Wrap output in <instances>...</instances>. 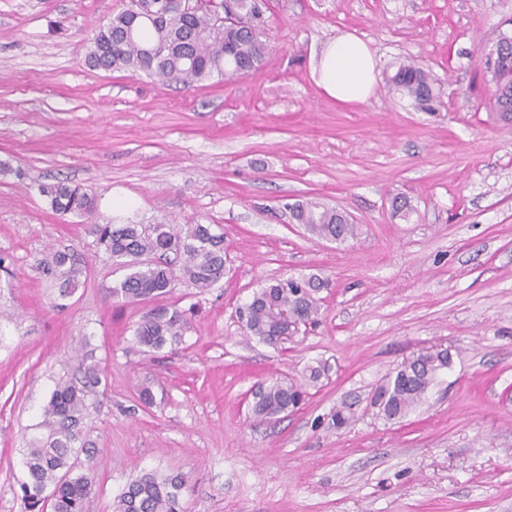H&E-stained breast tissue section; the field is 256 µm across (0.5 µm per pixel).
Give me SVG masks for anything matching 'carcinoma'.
Returning a JSON list of instances; mask_svg holds the SVG:
<instances>
[{
    "label": "carcinoma",
    "instance_id": "obj_1",
    "mask_svg": "<svg viewBox=\"0 0 512 512\" xmlns=\"http://www.w3.org/2000/svg\"><path fill=\"white\" fill-rule=\"evenodd\" d=\"M262 0H124L123 7L100 26L92 39L86 64L98 70H130L187 87L214 77L226 82L264 59L268 24ZM494 83L497 117L512 123V36L505 35L488 54ZM390 82L418 102L433 98L430 72L409 61L399 66ZM51 209L79 217L93 214L94 194L63 182L39 186ZM293 219L313 235L345 240L356 225L338 207L318 201L292 206ZM98 245L128 274L112 287V294L130 302L152 301L170 292L176 277L200 290L224 278V239L206 224H105L98 228ZM83 259L72 249H54L40 263L42 272L58 281L61 295L78 286ZM323 281L312 275L276 279L257 289L240 311L248 334L274 345L284 321L313 323L318 316ZM183 313L174 306H156L143 317L134 343L145 351L160 350L182 336ZM443 351L422 354L390 373L375 390L371 406L392 420L422 402L442 369ZM102 384L96 364L83 366L79 382L56 385L43 407L40 434L27 448V481L22 492L29 507L51 501L53 512H83L91 493L89 473L77 470L79 453L93 456L84 439L90 418L89 395ZM306 384L293 378L262 383L253 391V414L270 419L298 408L306 399ZM185 479L179 475L145 473L118 496L113 512H183Z\"/></svg>",
    "mask_w": 512,
    "mask_h": 512
}]
</instances>
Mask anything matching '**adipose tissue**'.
<instances>
[{
    "label": "adipose tissue",
    "instance_id": "obj_1",
    "mask_svg": "<svg viewBox=\"0 0 512 512\" xmlns=\"http://www.w3.org/2000/svg\"><path fill=\"white\" fill-rule=\"evenodd\" d=\"M315 83L340 102L368 100L377 86L376 60L367 44L350 33L327 40L312 66Z\"/></svg>",
    "mask_w": 512,
    "mask_h": 512
}]
</instances>
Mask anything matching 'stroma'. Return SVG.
I'll return each mask as SVG.
<instances>
[{
	"label": "stroma",
	"instance_id": "1",
	"mask_svg": "<svg viewBox=\"0 0 512 512\" xmlns=\"http://www.w3.org/2000/svg\"><path fill=\"white\" fill-rule=\"evenodd\" d=\"M121 6L0 0V512H28L25 450L86 354L103 384L85 512H113L148 471L185 477L184 512H512V125L487 62L512 35V0H266L262 64L189 88L86 66ZM342 32L378 62L363 103L311 77ZM405 59L433 75L430 104L388 84ZM57 181L92 190V218L51 210L39 187ZM399 194L408 212L393 209ZM123 198L133 207L114 209ZM308 199L344 209L356 237L295 223L290 205ZM130 220L224 238L214 288L178 280L163 297L186 328L158 352L134 345L152 304L113 297L126 272L93 231ZM53 246L86 262L65 298L38 269ZM291 275L324 281L317 321L259 343L237 310ZM430 350L450 364L423 404L377 415L384 377ZM319 365L298 409L253 417L258 382ZM344 403L354 418L339 429Z\"/></svg>",
	"mask_w": 512,
	"mask_h": 512
}]
</instances>
